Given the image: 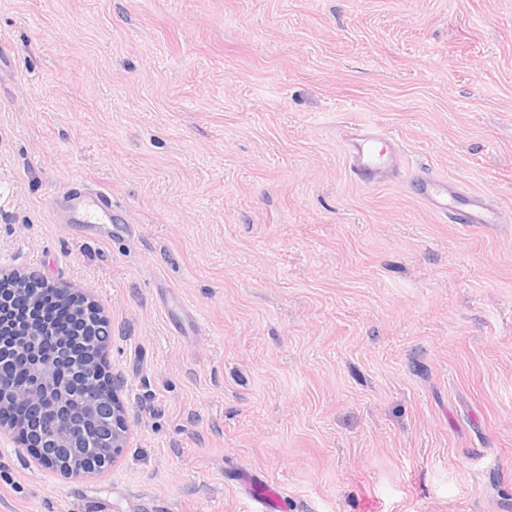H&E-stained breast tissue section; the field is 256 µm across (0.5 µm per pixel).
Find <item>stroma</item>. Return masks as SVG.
<instances>
[{
	"instance_id": "stroma-1",
	"label": "stroma",
	"mask_w": 512,
	"mask_h": 512,
	"mask_svg": "<svg viewBox=\"0 0 512 512\" xmlns=\"http://www.w3.org/2000/svg\"><path fill=\"white\" fill-rule=\"evenodd\" d=\"M380 125L402 176L350 175ZM426 169L486 198L451 224ZM118 221L58 222L73 184ZM0 263L90 295L130 440L0 512H512V0H0ZM380 139L369 130L353 127L345 141V150L349 171L353 179L361 184L370 185L390 166L391 159L385 163L383 156L376 154L373 146ZM417 197L451 224H494L484 201L448 185V181L431 175L413 177ZM247 489L256 495L254 501L258 504L256 512H274L279 503V493L270 485L260 482H247Z\"/></svg>"
}]
</instances>
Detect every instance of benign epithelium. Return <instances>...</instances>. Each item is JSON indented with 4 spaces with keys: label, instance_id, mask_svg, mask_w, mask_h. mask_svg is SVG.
Returning a JSON list of instances; mask_svg holds the SVG:
<instances>
[{
    "label": "benign epithelium",
    "instance_id": "7a95c632",
    "mask_svg": "<svg viewBox=\"0 0 512 512\" xmlns=\"http://www.w3.org/2000/svg\"><path fill=\"white\" fill-rule=\"evenodd\" d=\"M33 277V272L0 268V305L25 296L29 312L23 327H0V433L12 437L21 432L10 408L28 404L35 416L21 432V444L31 452L37 467L67 479L102 473L116 462L129 438L121 398L126 380L106 369L103 362L100 337L110 335V324L94 300L70 288L47 280L42 289L26 288ZM46 290L54 291L61 304L70 306L74 321L84 326L90 355L72 358L68 331L39 320ZM48 339L62 345L67 370L64 378L54 362L36 351ZM44 412L54 415L58 430L41 429L38 420ZM55 448L66 452L55 453ZM99 448L111 452L103 455L97 452Z\"/></svg>",
    "mask_w": 512,
    "mask_h": 512
}]
</instances>
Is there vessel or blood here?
Listing matches in <instances>:
<instances>
[{"label":"vessel or blood","instance_id":"vessel-or-blood-1","mask_svg":"<svg viewBox=\"0 0 512 512\" xmlns=\"http://www.w3.org/2000/svg\"><path fill=\"white\" fill-rule=\"evenodd\" d=\"M376 134L368 129L352 128L345 141L349 171L353 179L368 185L378 179L386 166L373 146ZM417 197L435 213L452 224H490L494 218L484 201L448 185L446 180L431 175L413 179ZM71 216L82 224H108L112 221L113 203L109 194L90 185H81L69 195ZM247 488L255 494L256 512H275L279 494L270 485L248 482Z\"/></svg>","mask_w":512,"mask_h":512}]
</instances>
